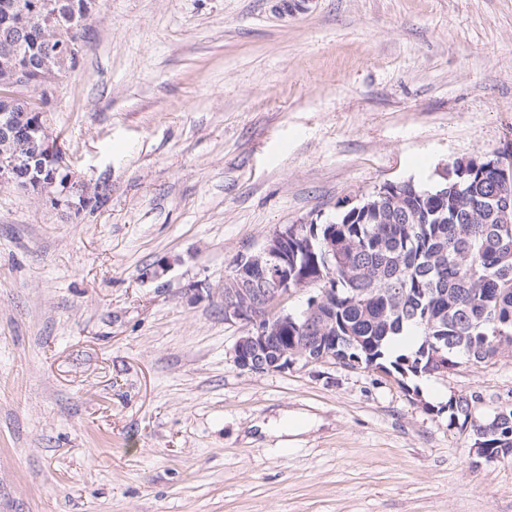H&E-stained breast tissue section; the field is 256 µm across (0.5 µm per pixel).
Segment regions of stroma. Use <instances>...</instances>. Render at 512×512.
<instances>
[{"mask_svg":"<svg viewBox=\"0 0 512 512\" xmlns=\"http://www.w3.org/2000/svg\"><path fill=\"white\" fill-rule=\"evenodd\" d=\"M81 44L48 122L107 203L0 188V512H512L445 409L511 405L512 357L255 374L220 301L276 230L512 148V0H95Z\"/></svg>","mask_w":512,"mask_h":512,"instance_id":"obj_1","label":"stroma"}]
</instances>
